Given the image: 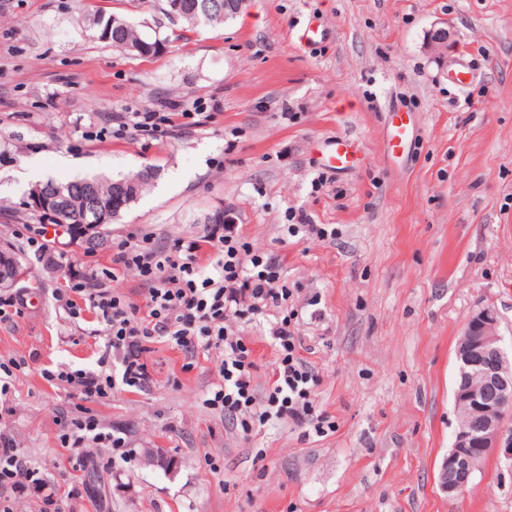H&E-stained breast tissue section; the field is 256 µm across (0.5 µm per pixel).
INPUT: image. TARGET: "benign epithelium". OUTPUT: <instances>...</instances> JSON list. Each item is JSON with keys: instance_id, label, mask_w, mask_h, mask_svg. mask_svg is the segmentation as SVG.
<instances>
[{"instance_id": "benign-epithelium-1", "label": "benign epithelium", "mask_w": 512, "mask_h": 512, "mask_svg": "<svg viewBox=\"0 0 512 512\" xmlns=\"http://www.w3.org/2000/svg\"><path fill=\"white\" fill-rule=\"evenodd\" d=\"M71 201L39 186L31 189L30 207L41 210ZM123 195L103 197L93 189L83 193L78 211L84 223L95 226L117 208ZM459 377L454 392L458 430L439 471L441 489L452 496L466 490L473 473L500 445L506 413L512 410V361L501 344L498 320L489 309L475 312L457 346Z\"/></svg>"}]
</instances>
